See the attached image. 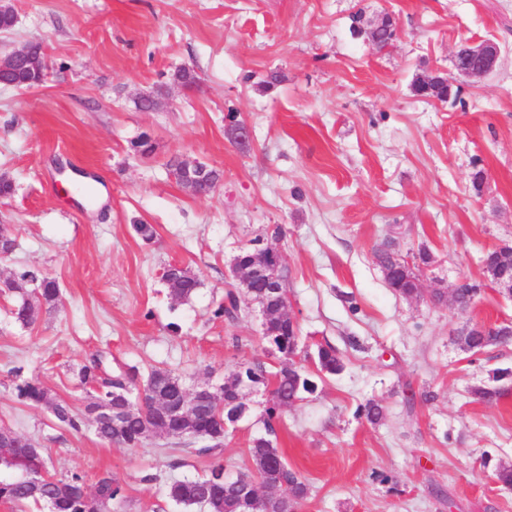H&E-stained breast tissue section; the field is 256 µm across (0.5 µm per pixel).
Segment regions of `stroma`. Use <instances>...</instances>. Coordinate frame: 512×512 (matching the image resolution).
<instances>
[{
  "mask_svg": "<svg viewBox=\"0 0 512 512\" xmlns=\"http://www.w3.org/2000/svg\"><path fill=\"white\" fill-rule=\"evenodd\" d=\"M9 2L18 23L0 32V55L37 42L48 69L38 88L0 85V175L13 184L0 225L16 240L0 274L38 270L63 297L30 327L0 298V425L44 448L56 475L110 473L128 495L114 512H174L165 482L202 474L210 455L186 439L129 450L89 426L60 429L17 401L10 372L78 409L79 369L99 353L113 367L223 384L263 358L261 318L215 310L237 285L240 247L277 224L301 344H330L344 364L277 427L309 485L299 512H512V487L493 477L512 462V345L474 355L456 336L512 322V297L482 266L487 250L512 246V0ZM358 10L369 25L392 17L391 47L351 35ZM488 39L501 49L494 72L457 75L460 45ZM181 67L196 86L173 82ZM272 70L283 81L262 91ZM437 74L454 97L414 94L415 78ZM145 95L154 111L138 107ZM231 114L252 129L248 149L224 133ZM144 135L147 155L133 147ZM185 159L223 171L215 193L177 184L171 165ZM390 239L406 259L422 247L432 257L414 268L417 298L385 283L374 253ZM172 265L199 280L188 301L168 295ZM462 280L482 286L467 312L433 302ZM493 383L496 404L476 399L473 388ZM269 398L249 394L220 454L227 473L251 468ZM370 400L384 409L375 424L357 414ZM173 456L184 466L166 469ZM156 470L161 482L143 483Z\"/></svg>",
  "mask_w": 512,
  "mask_h": 512,
  "instance_id": "obj_1",
  "label": "stroma"
}]
</instances>
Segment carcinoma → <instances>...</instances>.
<instances>
[{"mask_svg": "<svg viewBox=\"0 0 512 512\" xmlns=\"http://www.w3.org/2000/svg\"><path fill=\"white\" fill-rule=\"evenodd\" d=\"M20 78L32 83H42L45 72H30L21 76L14 70L0 69V83L4 85L14 83ZM413 91L420 96L445 101L451 95L452 87L448 78L435 75L416 79ZM221 181L222 173L214 168L209 182L199 185L184 182L182 186L198 197H205ZM392 245L393 242L390 241L386 248L375 252L377 263L385 272L384 278L389 288L401 297L411 296L416 293L417 284L404 272L408 262ZM484 265L512 279V253L509 250L495 248L488 251L484 256ZM34 280L35 273L23 271L0 282V296L20 297V301L11 309V314L23 326L34 324L43 306L53 307L61 298L59 284L51 277L42 278L37 291L32 295L28 294L25 285ZM198 287L197 277L186 267L183 273L176 276L175 285L169 289L168 295L174 301L184 302L195 294ZM241 310L239 292L228 289L224 292V299L215 310V315L234 321L239 318ZM298 332V327H286L278 314H272L261 340L263 351L277 358L280 367L272 369L259 360L241 363L238 371L224 379V385L215 390L213 401L194 414L189 426L195 430V434H174L176 438L187 437L201 444L198 449L200 454L214 453L223 447L224 438L228 435L224 430L225 417L237 412L244 415L249 411L245 397L239 393L238 381L242 379L254 387L263 386L269 389L270 399L261 415L264 433L252 438L248 448L253 462V468L248 475L261 488L277 483L288 486V498L280 501L281 512H298L308 496L309 488L302 475L288 464L286 458L277 460L270 455L266 443L277 435L276 423L285 412V406L304 400L317 390L319 380L325 376L336 375L344 368L336 349L328 343L317 345L312 352L300 347ZM460 341L467 351L476 354L490 345L512 341V327L486 329L474 326L466 335L460 337ZM22 373L23 369L20 367L12 371L13 392L20 403L47 408L54 424L67 431L79 433L90 423L89 409L75 411L68 401L52 396L39 379L24 377ZM79 378L87 387L89 397L105 399L119 407L122 406L119 398L126 393V388L144 389L148 399L145 408L147 414L154 410L157 397L178 399L187 389L184 378L167 368L154 366L145 377L141 376L135 366L112 372L105 368L103 360L98 356L91 357L83 364ZM144 430L141 412L126 414L125 447H141L144 444ZM0 466L16 473L11 479H0V503L13 507L40 509L58 497L64 488L80 489L87 486L86 476L82 473L74 472L62 477L52 474L49 470V459L43 455L41 448L32 453L22 448L16 457H0ZM225 474L224 464L217 461L202 475L168 483L166 496L179 512H251L250 507L240 502L241 488L225 482ZM93 488L96 498L92 499L91 506L74 499L66 505L63 512H112L114 505L121 504L126 499L124 487L108 473L99 475Z\"/></svg>", "mask_w": 512, "mask_h": 512, "instance_id": "carcinoma-1", "label": "carcinoma"}]
</instances>
